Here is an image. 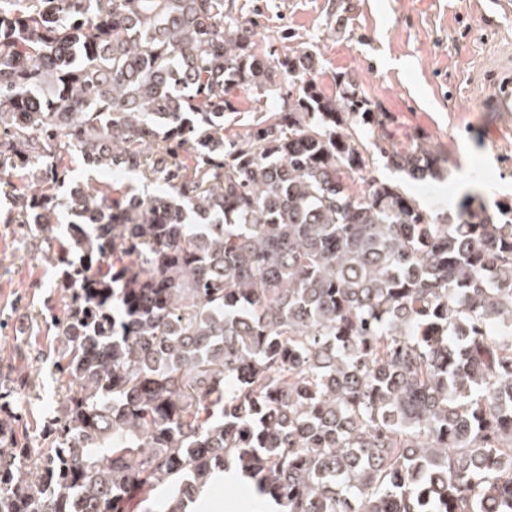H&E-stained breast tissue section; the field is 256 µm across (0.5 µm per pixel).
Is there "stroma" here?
Listing matches in <instances>:
<instances>
[{"mask_svg": "<svg viewBox=\"0 0 512 512\" xmlns=\"http://www.w3.org/2000/svg\"><path fill=\"white\" fill-rule=\"evenodd\" d=\"M252 38L283 54L315 48L318 80L336 91L354 80L388 116L396 149L415 145L443 159V177L407 183L416 198L456 212L470 181L491 212L512 207V114L498 112L475 83L492 55L512 54V0H227ZM70 217L51 228L0 223V392L23 419L17 439L42 433L62 397L53 366L66 294L55 262Z\"/></svg>", "mask_w": 512, "mask_h": 512, "instance_id": "1", "label": "stroma"}]
</instances>
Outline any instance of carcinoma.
<instances>
[{
	"instance_id": "carcinoma-1",
	"label": "carcinoma",
	"mask_w": 512,
	"mask_h": 512,
	"mask_svg": "<svg viewBox=\"0 0 512 512\" xmlns=\"http://www.w3.org/2000/svg\"><path fill=\"white\" fill-rule=\"evenodd\" d=\"M225 2L0 0V223L73 217L65 393L0 422V512H184L232 469L285 512H512V217L374 176L440 160ZM237 89L279 105L226 139ZM76 157L165 187L66 190Z\"/></svg>"
}]
</instances>
